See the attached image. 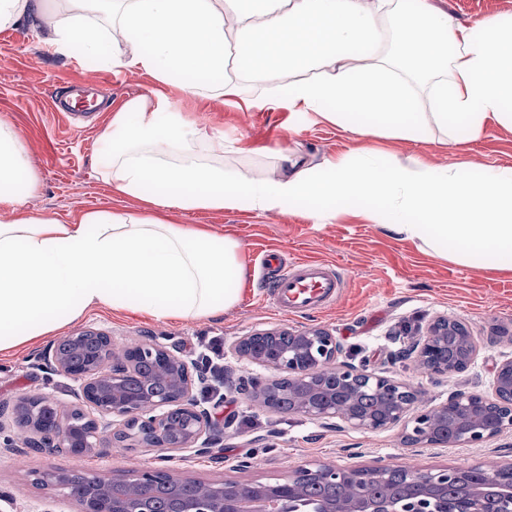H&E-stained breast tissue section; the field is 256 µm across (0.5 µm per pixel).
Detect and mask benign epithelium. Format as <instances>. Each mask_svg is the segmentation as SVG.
<instances>
[{
    "label": "benign epithelium",
    "instance_id": "obj_1",
    "mask_svg": "<svg viewBox=\"0 0 512 512\" xmlns=\"http://www.w3.org/2000/svg\"><path fill=\"white\" fill-rule=\"evenodd\" d=\"M457 332L459 357L448 361V330ZM87 334L100 338L105 349L96 357L76 359L83 335L66 336L45 351L54 369L73 379L84 406L98 418L82 414L88 431L62 424L57 408L52 418L57 426L47 429L39 416L30 417L25 447L39 451L52 448L73 456L99 447L100 430H112L111 447L118 452L136 439L163 452L170 462L186 452H206L210 442V411L200 406L193 393L192 367L174 347L160 341L131 342L117 346L102 330ZM236 351L248 363L272 369L280 377L263 383L251 381L247 394L263 407L278 410L281 387L294 394L293 412L326 426L336 419L358 430L376 431L404 425L405 445L419 448L450 443L478 447L512 429V358L495 363L493 393L459 391L448 402L422 408L419 393L385 372H373L340 360L343 347L331 332L317 327L301 330L274 328L241 337ZM479 353L477 337L461 322L438 318L417 336L407 349L413 370L430 377L461 373ZM394 467L337 469L329 464L303 462L283 482L244 485L236 482L205 483L206 492L187 499L183 512H243L248 500L272 503L271 512L302 502L304 483L311 479L346 482L353 492L349 500L319 504V512H449L442 492L452 485L470 502L469 512H487L495 502L498 512H512V462L495 470L483 466L426 472L408 463L400 467L407 483L417 490L396 500L374 496L370 484L388 481ZM169 476L164 467L134 475L108 473L87 478L76 495L80 512H139L140 504L158 482Z\"/></svg>",
    "mask_w": 512,
    "mask_h": 512
}]
</instances>
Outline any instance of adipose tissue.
I'll return each mask as SVG.
<instances>
[{
  "label": "adipose tissue",
  "mask_w": 512,
  "mask_h": 512,
  "mask_svg": "<svg viewBox=\"0 0 512 512\" xmlns=\"http://www.w3.org/2000/svg\"><path fill=\"white\" fill-rule=\"evenodd\" d=\"M401 24L388 34L385 21ZM38 31L85 67L136 68L161 82L278 77L276 103L352 135L462 144L487 122L512 123V17L471 24L429 0H0V29ZM235 44L236 58L226 47ZM427 94L436 110L418 112ZM99 137L105 181L160 209L303 210L314 224L362 212L435 253L512 271V168L389 163L375 149L289 167L269 180L225 168L235 151L181 113L132 100ZM40 187L14 127L0 120V354L20 352L91 309L201 319L237 306L249 278L236 237L203 224L91 211L78 223L27 208Z\"/></svg>",
  "instance_id": "1"
}]
</instances>
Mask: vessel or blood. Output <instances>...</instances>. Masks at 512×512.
<instances>
[{
  "label": "vessel or blood",
  "instance_id": "obj_1",
  "mask_svg": "<svg viewBox=\"0 0 512 512\" xmlns=\"http://www.w3.org/2000/svg\"><path fill=\"white\" fill-rule=\"evenodd\" d=\"M343 281L333 265L317 261L281 263L275 269L271 300L277 311L320 312L338 300Z\"/></svg>",
  "mask_w": 512,
  "mask_h": 512
}]
</instances>
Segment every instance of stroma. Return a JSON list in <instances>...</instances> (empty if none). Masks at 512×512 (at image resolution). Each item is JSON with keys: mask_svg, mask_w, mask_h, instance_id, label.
<instances>
[{"mask_svg": "<svg viewBox=\"0 0 512 512\" xmlns=\"http://www.w3.org/2000/svg\"><path fill=\"white\" fill-rule=\"evenodd\" d=\"M434 2L462 22L512 15V0ZM183 82L177 75L163 84L137 70L90 71L46 49L31 29L0 30V118L14 126L41 183L38 194L28 201L31 213L75 222L87 211L109 209L135 216L160 214L173 224H205L216 235L229 234L244 242L250 271L241 303L215 317L156 321L96 308L69 323L59 335L45 337L19 354L0 355V404L12 410L25 397L47 395L61 412L75 408V382L54 371L41 353L58 337L87 328L109 331L119 344L162 337L192 360L201 358L209 341L216 340L224 352L220 394L208 396L202 386L194 388L195 396L206 399L216 427L215 440L205 454L172 461L180 478L250 485L287 478L292 467L304 461L341 468L409 461L421 470L438 471L476 462L492 468L512 460L508 430L477 448L424 449L412 456L399 426L373 432L329 429L299 414L267 411L239 385L244 377H271V370L249 364L235 351L239 337L256 331L322 327L341 340L347 361L388 371L418 388L426 404L444 403L459 390L488 394L495 363L512 357V273L441 257L420 241L390 233L362 214L347 213L333 223L314 224L298 210L160 213L105 183L97 156L109 108H120L138 97L153 100L160 94L198 126L235 142L238 151L226 156L225 166H250L263 179L281 174L268 156L275 148L288 149L313 164L327 156H352L361 148L374 147L391 162L418 158L438 167L464 163L512 168V125L488 122L477 139L463 145L360 138L316 114L300 117L287 107H271L277 84L273 78L240 77L241 97L253 101L248 109L241 107V98H222L209 90L196 95L185 92ZM64 86L73 87L78 97L103 99L94 119L70 123L55 112L53 96ZM268 251L289 261L317 260L339 266L347 281L343 299L320 314L279 313L260 269V258ZM439 316L468 326L479 339L480 351L466 371L431 378L407 369L397 354L419 329ZM159 456L158 449L140 445L130 446L119 457L105 446L83 456L46 449L22 456L0 453V512H79L74 497L53 483L38 482V475L58 470L90 474L106 468L126 474L156 466Z\"/></svg>", "mask_w": 512, "mask_h": 512, "instance_id": "stroma-1", "label": "stroma"}]
</instances>
